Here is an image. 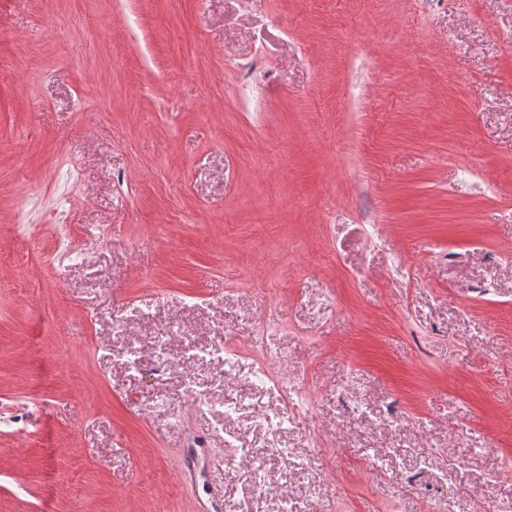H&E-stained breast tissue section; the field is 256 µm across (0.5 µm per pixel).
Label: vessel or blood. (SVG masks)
<instances>
[{
	"label": "vessel or blood",
	"mask_w": 512,
	"mask_h": 512,
	"mask_svg": "<svg viewBox=\"0 0 512 512\" xmlns=\"http://www.w3.org/2000/svg\"><path fill=\"white\" fill-rule=\"evenodd\" d=\"M207 442L206 434L192 435L187 448L180 453L179 476L186 484L202 486L204 494L197 501V512H224V488L208 478L214 459Z\"/></svg>",
	"instance_id": "b4317fda"
}]
</instances>
